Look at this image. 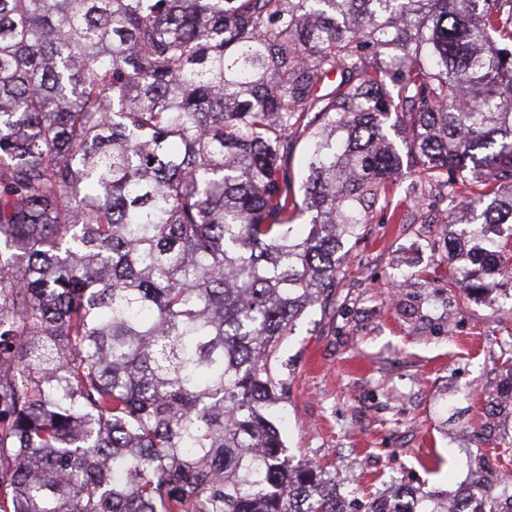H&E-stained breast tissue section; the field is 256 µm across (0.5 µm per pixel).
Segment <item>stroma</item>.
<instances>
[{
    "label": "stroma",
    "instance_id": "35a3bbf8",
    "mask_svg": "<svg viewBox=\"0 0 512 512\" xmlns=\"http://www.w3.org/2000/svg\"><path fill=\"white\" fill-rule=\"evenodd\" d=\"M448 231L379 213L345 245L335 305L309 309L276 354L294 460L364 493L390 478L443 496L462 488L512 317L498 293L448 292ZM456 390L466 398L444 419L438 401Z\"/></svg>",
    "mask_w": 512,
    "mask_h": 512
}]
</instances>
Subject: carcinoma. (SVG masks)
<instances>
[{
  "instance_id": "cac0c4a2",
  "label": "carcinoma",
  "mask_w": 512,
  "mask_h": 512,
  "mask_svg": "<svg viewBox=\"0 0 512 512\" xmlns=\"http://www.w3.org/2000/svg\"><path fill=\"white\" fill-rule=\"evenodd\" d=\"M404 168L469 225L448 287L512 301V0H0V512H349L274 358L344 242L415 220ZM386 491L358 512H512L488 461Z\"/></svg>"
}]
</instances>
